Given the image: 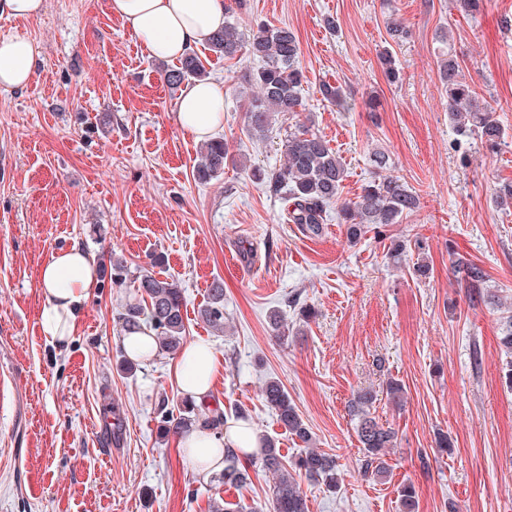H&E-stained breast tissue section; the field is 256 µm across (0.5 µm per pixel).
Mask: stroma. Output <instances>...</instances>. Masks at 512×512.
<instances>
[{"label": "stroma", "instance_id": "1", "mask_svg": "<svg viewBox=\"0 0 512 512\" xmlns=\"http://www.w3.org/2000/svg\"><path fill=\"white\" fill-rule=\"evenodd\" d=\"M457 0H247L229 14L244 36L258 24L291 28L308 81L304 115L342 158L340 196L354 198L384 151L388 174L420 199L402 223L358 241L328 215L321 235L285 219V202L244 170L278 167L296 120L279 117L262 139L246 130L245 77L260 60H227L196 49L224 84L222 134L241 160L199 183L201 143L175 121L178 94L159 62L111 13L108 0H46L34 19L0 16V37L23 35L38 53L32 82L0 93V512H269L273 480L259 468L228 488L198 477L160 435L162 406L182 396L175 361L160 354L126 373L113 319L132 288L97 287L70 341L43 336L40 268L79 244L130 270L159 254L161 276L184 297L188 339L211 342L219 365L213 398L225 421L245 420L274 437L285 460L302 443L260 392L279 379L313 436L336 460L340 483L302 481L309 512H402L413 484L419 512H512V389L502 378V313L456 281L464 258L485 286L512 300V209L493 195L512 185V145L489 150L448 122L438 61L452 53L478 96L497 103L512 135V0H485L475 16ZM334 17L337 31L324 20ZM410 38L392 44L391 18ZM391 49L401 72L389 83L378 59ZM339 86L345 109L324 101ZM407 243L388 259L394 239ZM428 278L413 272L417 260ZM224 282L229 327L215 333L198 316L214 279ZM314 307L299 333L276 338L269 315L290 299ZM405 390L402 406L388 379ZM372 389L376 418L398 432L389 477L362 474L347 404ZM448 433L451 454L435 437Z\"/></svg>", "mask_w": 512, "mask_h": 512}]
</instances>
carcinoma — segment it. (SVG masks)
<instances>
[{
    "label": "carcinoma",
    "instance_id": "cac0c4a2",
    "mask_svg": "<svg viewBox=\"0 0 512 512\" xmlns=\"http://www.w3.org/2000/svg\"><path fill=\"white\" fill-rule=\"evenodd\" d=\"M248 47L250 55L263 65L246 75L247 84L254 87L248 98L245 119L247 131L253 137L263 138L280 114L294 116L303 110L301 89L305 74L300 65V47L295 33L286 26L262 25L243 43L242 34L229 22L216 32L208 49L219 57L234 59ZM439 78L448 93V120L462 136H474L491 148L507 144L508 133L495 117L496 111L486 100L479 99L467 83L458 59L452 55L438 64ZM163 78L170 89L176 90L188 80H203L207 70L196 53L190 52L180 59L179 66L162 69ZM374 176L353 199L340 201V189L345 178V167L328 142L303 123L288 134L284 162L277 168L249 169L251 177L264 184L275 196H282L288 203L287 220L297 224L309 235L322 232L326 214L337 205L342 223L348 225L349 237L356 240L370 226L398 224L417 211L419 197L400 179L382 174L387 169L388 156L376 152L371 159ZM237 164L228 142L222 137L208 140L201 162L196 168V178L208 182L224 174L228 164ZM109 282L112 288H123L130 276L127 261L111 255ZM456 278L488 304L504 306L499 296L482 288L486 275L478 264L459 258L454 265ZM136 296L122 305L116 322L122 333H129L148 326L154 333L161 352L172 357L180 354L186 344L184 299L176 282L161 278L154 272L141 268L134 278ZM199 316L210 328L224 331V281L211 282L206 304L199 309ZM499 343L506 354L512 356V314L503 317ZM261 396L268 407L275 411L280 423L299 441L309 446L290 465L283 463L273 439L265 437L259 451L243 459L233 451L224 454V470L217 481L230 487H242L249 481V469L260 466L274 480V497L271 512H307V501L295 474L314 481H321L330 489L339 484L336 461L329 455L311 448L312 435L297 413L282 383L274 378L267 380ZM375 394L361 389L354 394L349 412L356 420V433L363 451L361 468L383 478L389 475L386 456L395 447V430L380 423L371 409ZM202 412L186 399L179 416L170 412L161 415L159 430L164 434L180 432L193 426ZM399 496L404 512H418V501L411 485L400 487Z\"/></svg>",
    "mask_w": 512,
    "mask_h": 512
}]
</instances>
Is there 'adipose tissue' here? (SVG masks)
I'll return each instance as SVG.
<instances>
[{
    "instance_id": "1",
    "label": "adipose tissue",
    "mask_w": 512,
    "mask_h": 512,
    "mask_svg": "<svg viewBox=\"0 0 512 512\" xmlns=\"http://www.w3.org/2000/svg\"><path fill=\"white\" fill-rule=\"evenodd\" d=\"M112 14L159 60H172L205 43L225 20V0H108ZM37 53L22 35L0 37V92H13L31 80ZM176 122L180 129L204 141L224 124V85L207 80L185 84L179 94ZM99 265L80 245L55 252L40 269L38 287L44 299L42 330L61 342L73 335L78 315L91 288L96 287ZM218 372L212 346L188 343L175 363L174 378L185 398L210 405ZM262 444L249 422L225 423L223 428L198 421L180 441L198 475L207 477L224 467V450L254 452Z\"/></svg>"
}]
</instances>
